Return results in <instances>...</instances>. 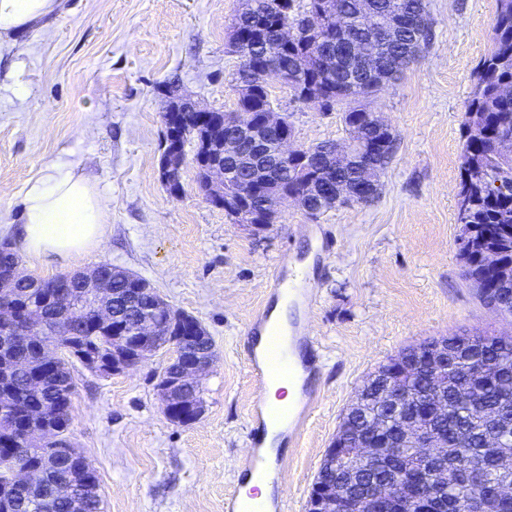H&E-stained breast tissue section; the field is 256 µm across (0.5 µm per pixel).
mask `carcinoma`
Wrapping results in <instances>:
<instances>
[{
    "label": "carcinoma",
    "instance_id": "1",
    "mask_svg": "<svg viewBox=\"0 0 512 512\" xmlns=\"http://www.w3.org/2000/svg\"><path fill=\"white\" fill-rule=\"evenodd\" d=\"M254 25L272 27L293 23L303 17L315 23L310 37L303 36L284 51L273 40L252 39L228 43L229 53L239 58L237 74H247L267 57L290 66L298 56L313 57L312 65L301 77L295 94L322 95L327 109L342 112L347 137L356 141L358 155L371 156L381 165L388 163L394 136L384 146H374L376 117L362 104L381 89L378 80L395 79L394 69L420 57L429 43V28L419 18L427 12L426 0H374L377 8L393 5L389 12L391 32L378 41L375 78L354 77L358 64L348 58L346 44L362 35L367 26L358 12L360 0H339L340 16L328 21L318 12L319 0H307L301 13L294 0H254ZM493 48L481 62L474 88L462 121L463 145L459 181V204L455 223L460 226L458 256L463 277L477 290L482 303L495 312L512 315V278L502 277L482 264L486 252H497L512 264V152L499 151L504 140L512 141V95L503 91L512 85V0H499L492 22ZM211 121L198 124L190 115L183 126V142L192 143L211 128ZM318 191L336 192V170L311 172ZM64 286L80 289L76 277L59 274L50 278H29L17 284L14 305L54 310L53 298ZM56 343L69 344L62 361L79 359L82 352L112 354V334L92 325L89 312L80 310L63 315L58 323ZM20 356L31 362L38 358L35 349L21 343L0 356ZM428 374L420 370L399 379L410 392L409 399L382 405L363 396L355 409L354 422L368 435L373 448L367 461L355 462L356 477L349 480L346 497L336 503L335 512H357L359 502L387 485L399 489L377 503V512H416L410 502L412 489L425 485L433 491L431 502L438 512H512V498L495 499L493 489L512 484V336L475 334L448 339V374L434 400L428 399ZM0 385L10 389L16 416L13 423L0 422V462L6 457L31 468L35 478L23 490L0 482V512H70L64 499L54 496L55 485L71 480L83 512H101L100 482L96 469L82 455L67 449L57 450L48 460L24 447L21 439L23 412L44 405L49 410L47 426L58 434L68 431L71 422L75 384L66 371L58 369L46 376L39 392L29 389L26 371L0 374ZM414 425L437 427L448 441V464L426 460L419 450L402 441L399 418ZM347 461L336 456V464L325 461L318 476L344 479Z\"/></svg>",
    "mask_w": 512,
    "mask_h": 512
}]
</instances>
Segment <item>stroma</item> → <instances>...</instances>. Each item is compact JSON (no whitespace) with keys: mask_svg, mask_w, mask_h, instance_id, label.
Here are the masks:
<instances>
[{"mask_svg":"<svg viewBox=\"0 0 512 512\" xmlns=\"http://www.w3.org/2000/svg\"><path fill=\"white\" fill-rule=\"evenodd\" d=\"M241 7L65 0L25 32L24 52L0 46V239L14 238L31 177L52 162L79 166L109 219L99 247L68 271L108 263L148 280L200 321L218 353L201 379L205 412L188 425L161 409L155 375L166 354L109 377L73 363L68 437L97 470L102 512H224L252 452L249 320L280 261L305 271L312 304L288 309L313 342L317 372L304 382L312 408L277 457L270 512H308L325 451L380 365L437 337L512 335L463 278L455 222L462 114L498 0H429L430 45L370 100L395 136L376 199L315 218L291 206L257 234L203 198L192 160L180 196L160 174L166 82L204 108L237 106L238 59L225 46ZM269 91L296 146L344 138L339 112L294 101L275 82Z\"/></svg>","mask_w":512,"mask_h":512,"instance_id":"1","label":"stroma"}]
</instances>
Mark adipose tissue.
Wrapping results in <instances>:
<instances>
[{"instance_id": "adipose-tissue-1", "label": "adipose tissue", "mask_w": 512, "mask_h": 512, "mask_svg": "<svg viewBox=\"0 0 512 512\" xmlns=\"http://www.w3.org/2000/svg\"><path fill=\"white\" fill-rule=\"evenodd\" d=\"M62 6L63 0H0V42L18 47V34ZM107 218L96 184L76 166L56 162L24 187L17 245L40 263L63 264L100 244Z\"/></svg>"}]
</instances>
